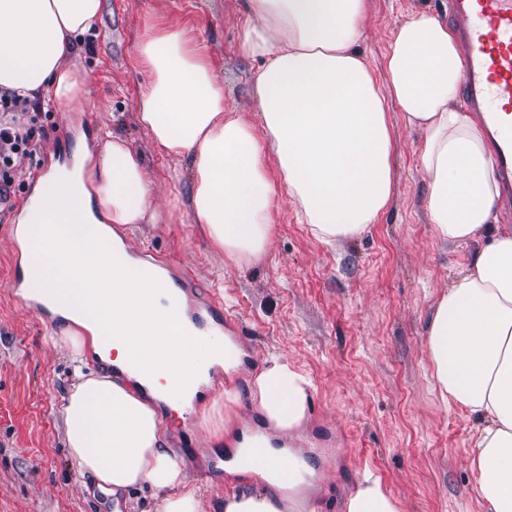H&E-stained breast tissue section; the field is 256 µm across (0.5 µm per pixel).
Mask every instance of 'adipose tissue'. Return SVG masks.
I'll use <instances>...</instances> for the list:
<instances>
[{"instance_id":"ef3b65f1","label":"adipose tissue","mask_w":512,"mask_h":512,"mask_svg":"<svg viewBox=\"0 0 512 512\" xmlns=\"http://www.w3.org/2000/svg\"><path fill=\"white\" fill-rule=\"evenodd\" d=\"M240 49L261 60L254 78V118L225 109L224 84L205 50L179 24L151 26L138 47L150 81L137 122L174 162L190 161L191 214L234 266L260 261L272 245L281 195L300 223L325 243L363 235L388 207L394 189L389 113L425 134L426 208L439 240L472 245L455 283L427 323L432 386L444 403L479 421L469 454L477 493L488 512H512V226L495 221L499 184L483 133L459 104L462 62L447 24L419 14L395 27L385 79L360 49L367 0H248ZM102 0H0V91L23 96L46 88L73 102L84 74L69 57L101 16ZM274 154L276 168L266 156ZM151 180L128 141L78 138L71 163L39 177L14 230L21 253L32 234L43 241L39 265L48 280L59 264L52 310L66 322L57 340L80 363L92 351L105 373L76 371L62 408L66 443L80 474L113 490L149 485L158 512H199V488L169 446V428L152 406L157 387L138 373L112 377L122 354L102 345L112 322L78 309L89 272L112 266L104 246L116 225L156 224ZM60 224L72 239H56ZM247 401L272 437H301L310 420L312 384L279 355L265 358L247 383ZM304 470L284 485L281 462ZM262 491L233 487L224 512H317L310 496L317 471L295 449L268 446L258 468ZM341 512H401L379 476L365 473Z\"/></svg>"}]
</instances>
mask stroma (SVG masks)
Masks as SVG:
<instances>
[{
	"instance_id": "stroma-1",
	"label": "stroma",
	"mask_w": 512,
	"mask_h": 512,
	"mask_svg": "<svg viewBox=\"0 0 512 512\" xmlns=\"http://www.w3.org/2000/svg\"><path fill=\"white\" fill-rule=\"evenodd\" d=\"M90 47L73 61L87 71L80 108L53 102L43 113V150L15 160L9 204H0V512H156L149 487L116 493L80 476L69 461L61 407L74 379L65 345L52 344L50 323L11 295L20 252L15 219L37 177L71 155L77 136L100 129L127 138L171 215L164 224H137L134 250L169 255L237 317L245 356L233 376L216 372L214 389H245L271 353L302 370L313 385L307 441L322 473L320 512H340L342 498L364 471L379 475L402 512H487L468 465L476 421L442 403L430 385L426 326L452 285L468 246L435 235L426 210L422 165L425 135L391 113L395 181L391 202L362 236L327 245L299 223L288 197L274 212L270 253L249 268L224 261L187 209L188 168L158 152L135 119L150 77L137 50L150 23L179 22L204 45L224 83L227 109H256L257 61L240 50L241 0H103ZM448 0H368L363 52L376 70L396 21L422 12L444 17ZM200 412L182 420L170 446L201 489L199 512H224L232 481L198 448Z\"/></svg>"
}]
</instances>
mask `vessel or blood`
<instances>
[{
  "mask_svg": "<svg viewBox=\"0 0 512 512\" xmlns=\"http://www.w3.org/2000/svg\"><path fill=\"white\" fill-rule=\"evenodd\" d=\"M448 21L457 30L463 51V100L484 126L493 150V161L502 184V198L512 207V0H448ZM96 288L88 292L87 312L93 317L115 316L126 324L127 334L116 337L125 352L128 368L139 371L161 386L164 401H186L194 389L203 388L204 377L194 384H173L182 361L179 344L170 332L182 329L199 350L197 363L209 365L224 356V337L235 325L216 297L195 299L194 281L183 275L180 289L155 281L142 296L153 311L154 333L166 336L168 350L162 361L150 363L142 356L138 317L133 310L113 315V301L124 300L126 290H111L104 274H96ZM13 288H26L29 302L41 315L51 313V295L34 281L14 278Z\"/></svg>",
  "mask_w": 512,
  "mask_h": 512,
  "instance_id": "vessel-or-blood-1",
  "label": "vessel or blood"
}]
</instances>
